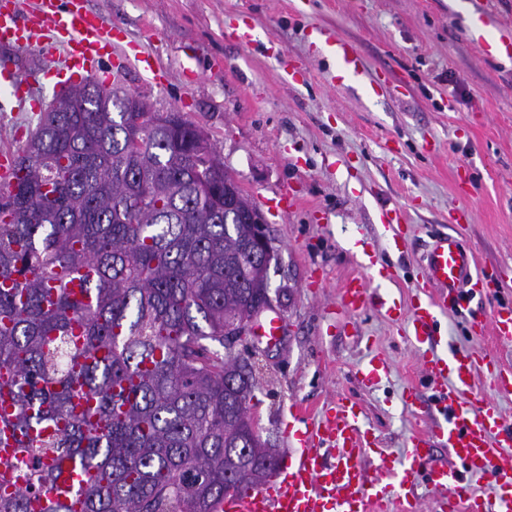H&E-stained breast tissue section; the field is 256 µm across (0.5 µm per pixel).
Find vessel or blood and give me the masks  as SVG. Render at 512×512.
I'll return each instance as SVG.
<instances>
[{
	"label": "vessel or blood",
	"mask_w": 512,
	"mask_h": 512,
	"mask_svg": "<svg viewBox=\"0 0 512 512\" xmlns=\"http://www.w3.org/2000/svg\"><path fill=\"white\" fill-rule=\"evenodd\" d=\"M328 43L350 75H359L357 48L325 30ZM114 34L103 16L87 10L84 0H0V47L12 51L49 50L57 76L98 75L112 51ZM36 72L0 71V90L13 92L25 108L21 89L39 82ZM423 287L409 310L382 304L384 315L404 324L405 341L421 355L430 395L440 419L415 434L404 456L382 451L369 457L372 442L362 425V411L350 399L324 407L304 432L287 464L264 484L226 496L216 512H417L415 481L426 476L439 493L434 512H512V425L503 421L497 397H512V365L465 348L433 354L444 315L475 320L474 300L485 299L472 251L454 234L439 237L427 251ZM363 277L343 288L341 305L359 312L372 306ZM492 325L499 340L512 341V305H498ZM492 395H485L484 386ZM447 448L450 465L436 464L434 446ZM488 483L493 501L470 493L474 483Z\"/></svg>",
	"instance_id": "obj_1"
}]
</instances>
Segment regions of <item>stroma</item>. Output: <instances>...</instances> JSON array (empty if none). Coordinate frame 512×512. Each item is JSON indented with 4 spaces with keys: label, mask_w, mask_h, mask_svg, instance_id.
Returning <instances> with one entry per match:
<instances>
[{
    "label": "stroma",
    "mask_w": 512,
    "mask_h": 512,
    "mask_svg": "<svg viewBox=\"0 0 512 512\" xmlns=\"http://www.w3.org/2000/svg\"><path fill=\"white\" fill-rule=\"evenodd\" d=\"M507 46L492 56L469 34L457 0H85L117 31L112 57L139 49L154 67L112 71L111 81L177 111L199 127L250 197H299L263 215L280 249L272 288L286 333L255 391L264 437L288 453L292 404L316 417L339 396L359 404L375 447L403 453L437 417L406 407L408 387L427 395L422 366L404 328L367 309L338 314L339 293L357 274L362 248L374 297L410 308L422 259L451 224L472 250L494 303L512 302V0H470ZM248 20L259 40L235 37ZM327 28L355 44L366 69L351 84L314 37ZM200 79L186 86L185 71ZM37 112L0 93V152L21 149ZM398 209L401 246L380 222ZM442 338L512 363V343L490 322L443 319ZM387 367L368 386L356 369L373 357Z\"/></svg>",
    "instance_id": "obj_1"
}]
</instances>
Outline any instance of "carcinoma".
Listing matches in <instances>:
<instances>
[{"label":"carcinoma","mask_w":512,"mask_h":512,"mask_svg":"<svg viewBox=\"0 0 512 512\" xmlns=\"http://www.w3.org/2000/svg\"><path fill=\"white\" fill-rule=\"evenodd\" d=\"M0 190V512H214L281 457L251 443V225L170 112L77 84ZM260 318L255 312L246 315L234 322L224 324V344L234 355L242 354L243 350L238 348L243 336H249L248 342L252 341L253 325Z\"/></svg>","instance_id":"cac0c4a2"}]
</instances>
